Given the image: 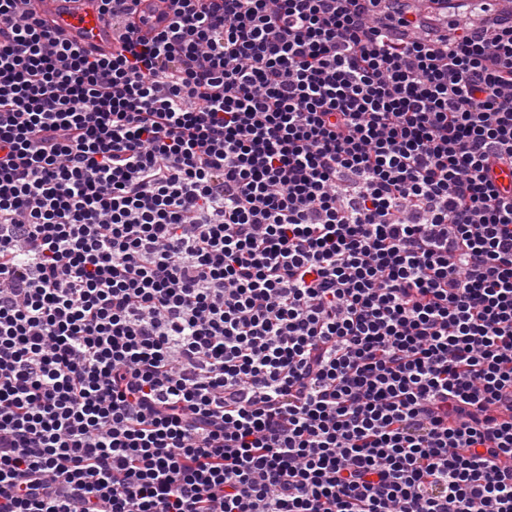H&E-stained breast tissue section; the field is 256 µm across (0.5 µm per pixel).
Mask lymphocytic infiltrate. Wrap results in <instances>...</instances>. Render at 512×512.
Here are the masks:
<instances>
[{
	"label": "lymphocytic infiltrate",
	"mask_w": 512,
	"mask_h": 512,
	"mask_svg": "<svg viewBox=\"0 0 512 512\" xmlns=\"http://www.w3.org/2000/svg\"><path fill=\"white\" fill-rule=\"evenodd\" d=\"M0 0V512H512V11ZM39 18L64 38L94 55L112 53V28L104 21L97 0H34ZM166 3L159 0H145L139 6V11L136 14L137 25L142 35H152L156 28L153 24H162V18L167 16ZM152 16L153 20L146 22L145 19ZM153 23V24H152Z\"/></svg>",
	"instance_id": "obj_1"
}]
</instances>
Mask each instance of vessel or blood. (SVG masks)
Segmentation results:
<instances>
[{
	"mask_svg": "<svg viewBox=\"0 0 512 512\" xmlns=\"http://www.w3.org/2000/svg\"><path fill=\"white\" fill-rule=\"evenodd\" d=\"M33 7L39 18L85 51L111 53L112 29L104 21L97 0H33ZM166 12L164 0H142L136 15L141 34L152 35L155 21L165 18Z\"/></svg>",
	"mask_w": 512,
	"mask_h": 512,
	"instance_id": "b4317fda",
	"label": "vessel or blood"
}]
</instances>
